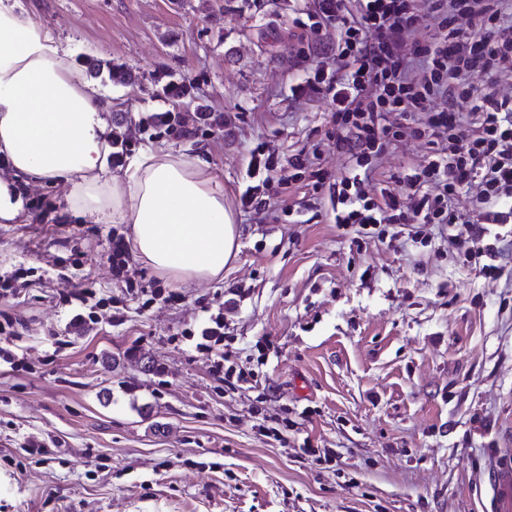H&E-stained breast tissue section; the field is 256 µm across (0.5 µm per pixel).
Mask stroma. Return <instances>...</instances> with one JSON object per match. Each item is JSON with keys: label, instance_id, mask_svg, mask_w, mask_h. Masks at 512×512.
Wrapping results in <instances>:
<instances>
[{"label": "stroma", "instance_id": "35a3bbf8", "mask_svg": "<svg viewBox=\"0 0 512 512\" xmlns=\"http://www.w3.org/2000/svg\"><path fill=\"white\" fill-rule=\"evenodd\" d=\"M0 7L32 16L78 62L129 68V81H96L125 154L198 156L240 228L220 278L172 284L129 257L135 280L179 296L145 311L110 267L109 238L130 237L129 225L0 223V274L35 270L0 302L19 361L0 365V512H484L492 454L512 448V235L498 241L503 277L491 280L427 226L414 241L350 250L326 208L289 217L302 179L272 184L260 212L240 206L254 147L284 158L327 130V100L299 106L289 92L322 62L306 51L309 0ZM185 78L221 125L139 132L141 116L169 107L155 80ZM68 286L110 299L98 323L67 328ZM233 291L224 343L252 388L224 383L175 339ZM283 418V440L259 434L260 420ZM308 446L336 457L314 461Z\"/></svg>", "mask_w": 512, "mask_h": 512}]
</instances>
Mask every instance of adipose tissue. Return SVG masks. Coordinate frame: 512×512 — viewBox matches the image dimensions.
I'll use <instances>...</instances> for the list:
<instances>
[{
  "label": "adipose tissue",
  "instance_id": "1",
  "mask_svg": "<svg viewBox=\"0 0 512 512\" xmlns=\"http://www.w3.org/2000/svg\"><path fill=\"white\" fill-rule=\"evenodd\" d=\"M113 107L38 24L0 9V222L27 220L30 187L61 183L59 221L131 225L137 259L172 283L221 276L239 238L223 185L203 161L150 147L116 173Z\"/></svg>",
  "mask_w": 512,
  "mask_h": 512
}]
</instances>
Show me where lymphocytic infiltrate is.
Segmentation results:
<instances>
[{
  "label": "lymphocytic infiltrate",
  "instance_id": "lymphocytic-infiltrate-1",
  "mask_svg": "<svg viewBox=\"0 0 512 512\" xmlns=\"http://www.w3.org/2000/svg\"><path fill=\"white\" fill-rule=\"evenodd\" d=\"M313 48L335 29L331 68H318L290 88L294 100L317 92L331 104L336 154L343 170L328 179L320 150L280 161L256 146L248 168L255 182L240 194L259 209L281 166L311 172L312 194L289 204L300 213L329 201L333 222L352 229L354 243L373 239L382 224L418 221L448 237V246L499 278L492 242L512 223V0H312ZM421 140L394 186L376 173L387 150ZM195 348L215 373L245 381L224 365V316L189 327Z\"/></svg>",
  "mask_w": 512,
  "mask_h": 512
}]
</instances>
